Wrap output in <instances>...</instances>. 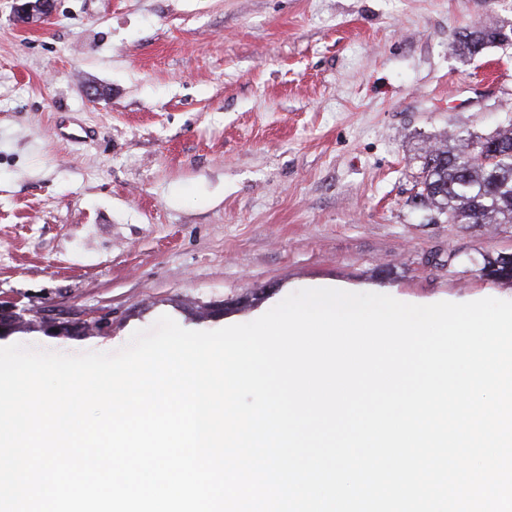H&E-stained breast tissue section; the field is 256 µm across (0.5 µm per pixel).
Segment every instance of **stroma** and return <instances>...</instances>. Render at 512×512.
<instances>
[{"instance_id": "stroma-1", "label": "stroma", "mask_w": 512, "mask_h": 512, "mask_svg": "<svg viewBox=\"0 0 512 512\" xmlns=\"http://www.w3.org/2000/svg\"><path fill=\"white\" fill-rule=\"evenodd\" d=\"M0 0V347L111 353L316 282L512 301V224L414 207L417 154L512 119V0ZM103 88L98 100L88 87ZM70 333L59 332V325ZM52 7V0H16L15 15L20 23L31 24L48 16ZM500 33L501 31L497 29L473 27L472 30L459 33L454 44V49L461 54L475 56L481 53L486 45L501 43L497 39Z\"/></svg>"}]
</instances>
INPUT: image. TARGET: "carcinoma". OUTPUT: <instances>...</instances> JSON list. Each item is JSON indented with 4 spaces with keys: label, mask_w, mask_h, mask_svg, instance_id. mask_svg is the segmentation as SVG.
<instances>
[{
    "label": "carcinoma",
    "mask_w": 512,
    "mask_h": 512,
    "mask_svg": "<svg viewBox=\"0 0 512 512\" xmlns=\"http://www.w3.org/2000/svg\"><path fill=\"white\" fill-rule=\"evenodd\" d=\"M500 31L474 27L459 33L454 49L475 56L498 42ZM488 140L500 157L480 161L481 138H444L418 155L420 180L412 203L449 224H512V121Z\"/></svg>",
    "instance_id": "1"
}]
</instances>
